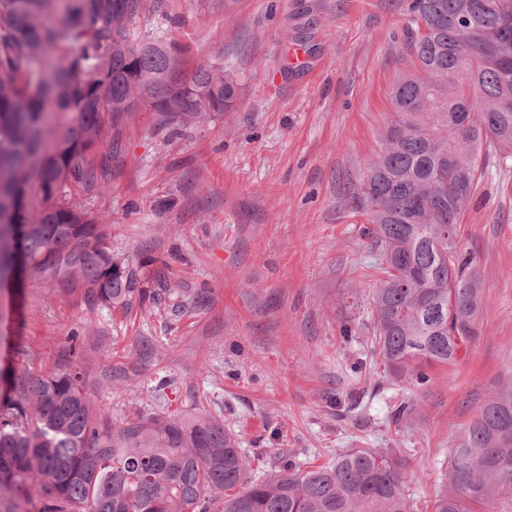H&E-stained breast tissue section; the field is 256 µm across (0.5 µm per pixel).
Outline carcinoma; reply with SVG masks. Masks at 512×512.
<instances>
[{
	"mask_svg": "<svg viewBox=\"0 0 512 512\" xmlns=\"http://www.w3.org/2000/svg\"><path fill=\"white\" fill-rule=\"evenodd\" d=\"M142 0H0V288L51 280L94 311L177 295L166 263L112 252V224L73 193L99 188L128 122L204 125L234 75L177 41L137 35ZM412 68L390 92L369 173L353 192L384 273L372 353L414 387L477 336L485 296L456 228L488 172L512 160V0H411ZM0 512H409L394 448H352L251 478L238 434L206 413L97 409L75 344L49 372L0 373ZM432 512H512V385L461 435Z\"/></svg>",
	"mask_w": 512,
	"mask_h": 512,
	"instance_id": "cac0c4a2",
	"label": "carcinoma"
}]
</instances>
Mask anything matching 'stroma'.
Masks as SVG:
<instances>
[{"label": "stroma", "instance_id": "1", "mask_svg": "<svg viewBox=\"0 0 512 512\" xmlns=\"http://www.w3.org/2000/svg\"><path fill=\"white\" fill-rule=\"evenodd\" d=\"M409 0H143L137 31L233 71L234 108L208 124L127 125L88 205L113 251L165 260L183 296L88 311L49 280L0 295V368L51 370L77 336L90 392L137 411L223 419L256 477L351 448H395L410 512H430L453 448L512 383V165L493 168L459 227L485 302L457 363L394 383L371 353L380 277L351 201L391 120ZM298 49L301 62L289 64Z\"/></svg>", "mask_w": 512, "mask_h": 512}]
</instances>
